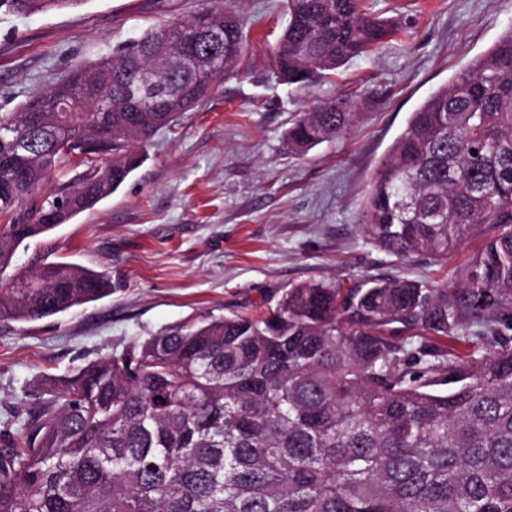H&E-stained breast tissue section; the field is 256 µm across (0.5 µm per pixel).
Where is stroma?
I'll return each mask as SVG.
<instances>
[{"instance_id": "obj_1", "label": "stroma", "mask_w": 512, "mask_h": 512, "mask_svg": "<svg viewBox=\"0 0 512 512\" xmlns=\"http://www.w3.org/2000/svg\"><path fill=\"white\" fill-rule=\"evenodd\" d=\"M395 33L308 87L271 61L286 0H85L0 17V112L146 30L227 5L248 48L218 92L160 129L127 181L92 210L28 241L13 265L58 260L106 271L112 293L35 322L0 321V422L40 407L57 377L202 318L269 311L306 281L352 288L406 278L455 288L482 240L448 258L398 257L361 233L374 173L426 97L512 28V0H371ZM340 96L356 118L308 152L287 134L299 113Z\"/></svg>"}]
</instances>
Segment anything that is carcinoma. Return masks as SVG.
<instances>
[{"mask_svg":"<svg viewBox=\"0 0 512 512\" xmlns=\"http://www.w3.org/2000/svg\"><path fill=\"white\" fill-rule=\"evenodd\" d=\"M86 0H0V16ZM274 74L306 87L394 29L364 0H287ZM224 32L211 53L200 25ZM238 13L202 11L0 112V273L19 247L112 195L133 152L200 106L246 53ZM167 58L156 98L127 95ZM348 100L288 130L347 131ZM362 232L402 257L484 241L461 287L304 282L253 317L167 327L63 378L0 430V512H512V28L434 91L376 169ZM112 291L69 261L0 281V320ZM421 341L395 338L400 329Z\"/></svg>","mask_w":512,"mask_h":512,"instance_id":"1","label":"carcinoma"}]
</instances>
